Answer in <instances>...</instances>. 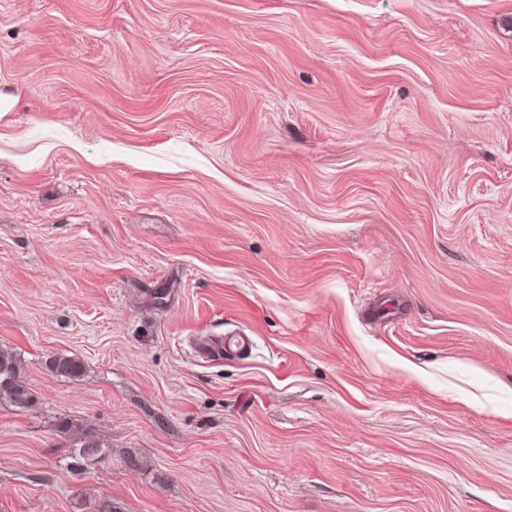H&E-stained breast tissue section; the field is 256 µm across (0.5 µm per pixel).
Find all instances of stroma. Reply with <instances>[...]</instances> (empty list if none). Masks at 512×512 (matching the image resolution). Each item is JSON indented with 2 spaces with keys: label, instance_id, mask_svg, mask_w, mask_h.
I'll list each match as a JSON object with an SVG mask.
<instances>
[{
  "label": "stroma",
  "instance_id": "35a3bbf8",
  "mask_svg": "<svg viewBox=\"0 0 512 512\" xmlns=\"http://www.w3.org/2000/svg\"><path fill=\"white\" fill-rule=\"evenodd\" d=\"M0 99V512H512V0H0ZM28 388L17 379V359L11 352L0 349V400L18 407L30 404ZM49 370L58 377L76 379L84 372V364L80 359L64 354H58L50 358Z\"/></svg>",
  "mask_w": 512,
  "mask_h": 512
}]
</instances>
